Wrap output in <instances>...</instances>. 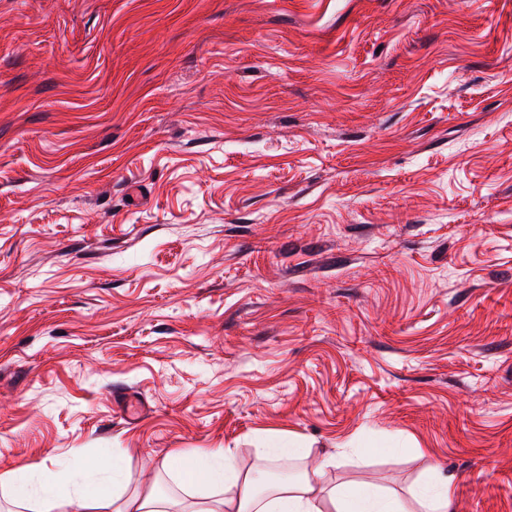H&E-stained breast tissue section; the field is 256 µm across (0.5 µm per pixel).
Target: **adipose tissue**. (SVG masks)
<instances>
[{
	"instance_id": "1",
	"label": "adipose tissue",
	"mask_w": 512,
	"mask_h": 512,
	"mask_svg": "<svg viewBox=\"0 0 512 512\" xmlns=\"http://www.w3.org/2000/svg\"><path fill=\"white\" fill-rule=\"evenodd\" d=\"M125 460L113 455L105 469L67 467L53 485L34 488L25 467L0 475V494L18 512H321L327 495L336 512H404L399 498L375 489L321 490L317 473L269 483L265 470L242 471L234 452L214 448L185 453L163 462L162 470L191 488L185 502L176 497L131 487Z\"/></svg>"
}]
</instances>
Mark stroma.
Listing matches in <instances>:
<instances>
[{
  "mask_svg": "<svg viewBox=\"0 0 512 512\" xmlns=\"http://www.w3.org/2000/svg\"><path fill=\"white\" fill-rule=\"evenodd\" d=\"M272 438L512 512V0H0V475Z\"/></svg>",
  "mask_w": 512,
  "mask_h": 512,
  "instance_id": "1",
  "label": "stroma"
}]
</instances>
